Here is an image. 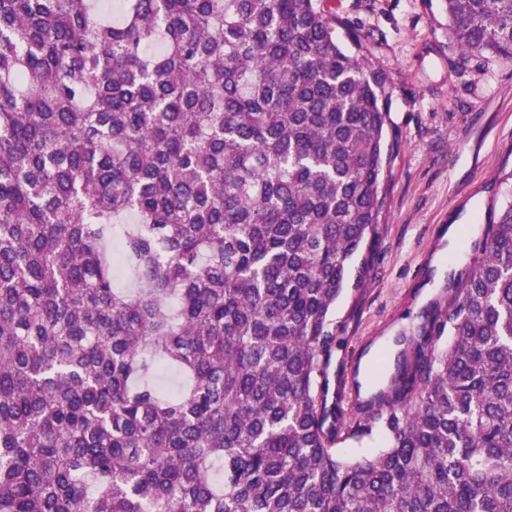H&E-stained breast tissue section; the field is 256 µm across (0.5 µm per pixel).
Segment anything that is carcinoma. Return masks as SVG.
<instances>
[{"label": "carcinoma", "mask_w": 512, "mask_h": 512, "mask_svg": "<svg viewBox=\"0 0 512 512\" xmlns=\"http://www.w3.org/2000/svg\"><path fill=\"white\" fill-rule=\"evenodd\" d=\"M322 3L0 0V512H512V201L336 455L387 76ZM446 8L512 61V0ZM154 384L167 392H177L185 386V377L176 367H168L151 377ZM344 428L336 437V452L341 459L353 460L361 457L375 455L381 449L387 447V438L382 431L374 432L372 438H366L361 442L346 438Z\"/></svg>", "instance_id": "cac0c4a2"}]
</instances>
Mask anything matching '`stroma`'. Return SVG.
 <instances>
[{"instance_id": "35a3bbf8", "label": "stroma", "mask_w": 512, "mask_h": 512, "mask_svg": "<svg viewBox=\"0 0 512 512\" xmlns=\"http://www.w3.org/2000/svg\"><path fill=\"white\" fill-rule=\"evenodd\" d=\"M336 39L388 77L384 208L363 287L333 310L343 330L331 390L345 425L365 417L352 382L366 357L394 348L412 314L435 300L469 260L453 230L478 236L512 199V61L459 57L444 0H326Z\"/></svg>"}]
</instances>
